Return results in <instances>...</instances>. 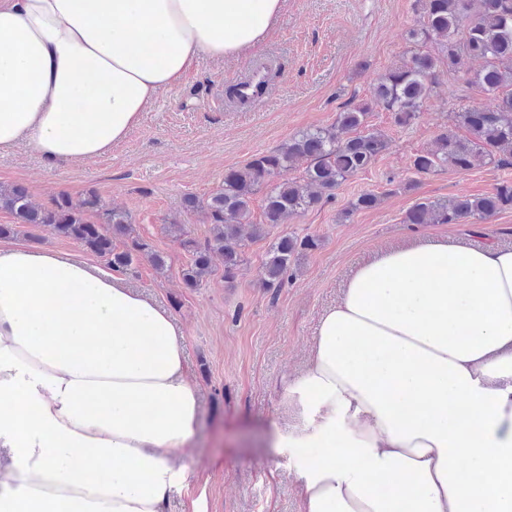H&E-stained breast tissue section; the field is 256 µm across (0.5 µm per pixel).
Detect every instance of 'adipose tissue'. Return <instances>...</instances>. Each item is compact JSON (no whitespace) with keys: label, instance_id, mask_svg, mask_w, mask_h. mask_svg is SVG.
Here are the masks:
<instances>
[{"label":"adipose tissue","instance_id":"1","mask_svg":"<svg viewBox=\"0 0 512 512\" xmlns=\"http://www.w3.org/2000/svg\"><path fill=\"white\" fill-rule=\"evenodd\" d=\"M285 0H0V151L108 154ZM301 512H512V249L413 238L348 278L294 382ZM199 421L170 313L111 270L0 249V512H164Z\"/></svg>","mask_w":512,"mask_h":512}]
</instances>
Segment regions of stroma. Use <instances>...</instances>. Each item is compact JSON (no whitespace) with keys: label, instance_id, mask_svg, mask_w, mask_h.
<instances>
[{"label":"stroma","instance_id":"1","mask_svg":"<svg viewBox=\"0 0 512 512\" xmlns=\"http://www.w3.org/2000/svg\"><path fill=\"white\" fill-rule=\"evenodd\" d=\"M418 23L412 0H288L260 47L236 59L201 61L181 86L158 94L110 154L50 166L23 143L0 152V184L25 186L41 207L63 193L78 199L96 191L109 207L127 212L134 233L166 258L161 271L142 257L120 273L126 286L171 313L186 371L199 386V422L173 458L185 479L165 512H300V458L286 440L311 417L289 390L308 365L321 316L373 251L416 234L465 235L462 224L405 223L414 204L482 194L512 180V168L484 162L415 175L414 155L450 127L452 111L495 106L493 96L458 75L436 87L411 126H397L381 110L369 114L363 132L381 133L388 149L368 170L348 177L317 208L270 228L267 238L246 239L234 278H225L217 254L202 285L186 287L190 256L178 234L202 243L210 226L203 213L185 211L184 196L208 199L222 187L225 170L244 167L306 128L335 123L347 105L369 97L379 75L408 58L406 33ZM264 60L277 71L262 100L235 102L231 88ZM411 180L415 189L405 190ZM369 190L380 204L350 212L351 201ZM286 233L312 236L318 246L292 267L283 287H263L270 242ZM14 240L108 264L41 224L22 226Z\"/></svg>","mask_w":512,"mask_h":512}]
</instances>
